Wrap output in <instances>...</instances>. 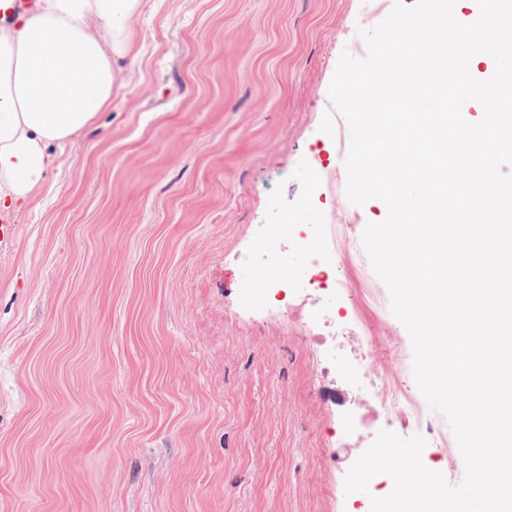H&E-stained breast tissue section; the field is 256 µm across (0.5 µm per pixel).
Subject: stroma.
Returning a JSON list of instances; mask_svg holds the SVG:
<instances>
[{"instance_id":"obj_1","label":"stroma","mask_w":512,"mask_h":512,"mask_svg":"<svg viewBox=\"0 0 512 512\" xmlns=\"http://www.w3.org/2000/svg\"><path fill=\"white\" fill-rule=\"evenodd\" d=\"M395 0H150L111 109L61 152L0 252V512H369L337 490L374 440L322 354L243 284L277 196L343 212L356 288L385 204L346 196L343 51ZM256 265H242V252Z\"/></svg>"}]
</instances>
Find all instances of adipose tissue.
<instances>
[{
  "instance_id": "ef3b65f1",
  "label": "adipose tissue",
  "mask_w": 512,
  "mask_h": 512,
  "mask_svg": "<svg viewBox=\"0 0 512 512\" xmlns=\"http://www.w3.org/2000/svg\"><path fill=\"white\" fill-rule=\"evenodd\" d=\"M148 0H36L0 19V209L31 203L57 150L107 110Z\"/></svg>"
}]
</instances>
